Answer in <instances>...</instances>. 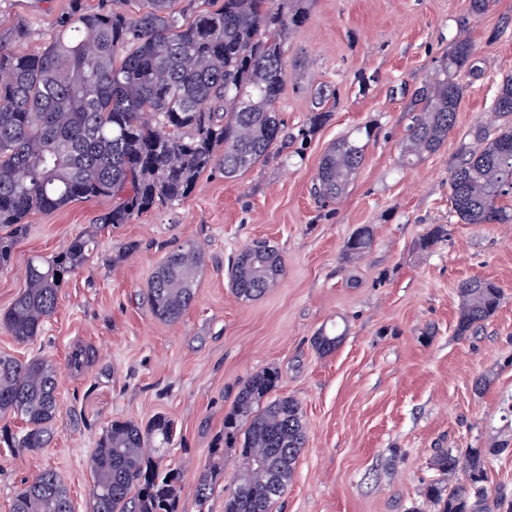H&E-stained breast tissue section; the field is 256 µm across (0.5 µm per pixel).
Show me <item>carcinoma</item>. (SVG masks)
<instances>
[{
	"label": "carcinoma",
	"instance_id": "obj_1",
	"mask_svg": "<svg viewBox=\"0 0 512 512\" xmlns=\"http://www.w3.org/2000/svg\"><path fill=\"white\" fill-rule=\"evenodd\" d=\"M102 0L87 11L71 0L43 51L20 53L30 29L18 23L0 31V224L22 221L33 210L55 211L76 200L112 198L101 224H128L154 208L185 199L211 169L235 178L273 155L284 121L278 100L287 76L290 31L306 22L307 0H222L216 10L197 0ZM474 48L454 42L430 81L413 90L412 122L402 162L412 166L440 149L456 122L465 91L461 76H474ZM495 123L474 132L477 146H463L449 168V201L463 224L512 223V75L502 79L490 107ZM366 144L346 134L324 155L312 192L322 202L339 198L362 165ZM372 229H357L345 246L350 258L370 248ZM91 241L76 237L49 259L31 260L26 288L0 314L19 342L38 335L56 311L67 277L86 260ZM202 254L179 246L154 272L147 302L163 322L182 317L195 299V271ZM284 270L272 244L246 246L231 266L236 295L257 299ZM457 335L475 333L497 311L495 283L471 279L458 288ZM279 383L275 369L251 376L224 416V431L210 451L196 495L209 499L224 481V449H239L240 466L224 512H271L291 482L306 426L299 403L268 400ZM57 373L44 358L21 361L0 355V415L25 424L0 441L17 452L47 445L59 411ZM177 433L175 421L157 415L143 424L114 421L91 456V512H178L182 472L162 464ZM500 443L462 459L440 452L434 465L464 472L448 491L438 482L423 489L437 512H512V497L490 496L488 473ZM12 512H73L61 476L44 469L19 489Z\"/></svg>",
	"mask_w": 512,
	"mask_h": 512
}]
</instances>
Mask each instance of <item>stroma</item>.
<instances>
[{
	"label": "stroma",
	"mask_w": 512,
	"mask_h": 512,
	"mask_svg": "<svg viewBox=\"0 0 512 512\" xmlns=\"http://www.w3.org/2000/svg\"><path fill=\"white\" fill-rule=\"evenodd\" d=\"M69 9L70 0H0V28L26 23L31 36L20 49L33 53ZM308 10L288 36L279 109L289 140L278 154L236 178L205 171L187 198L127 224L98 223L108 198L26 217L0 266V313L24 291L31 258H50L79 235L94 247L38 336L20 343L0 328V354L54 363L60 401L47 448L18 453L0 443V512L46 468L64 477L74 512H91L99 438L113 421L157 415L177 424L165 461L182 471L179 512H224L236 449H225L226 480L207 503L194 487L239 389L268 368L281 376L273 397L299 403L307 435L274 512H434L422 488L465 480L435 468L437 451L464 456L501 442L508 449L487 487L512 493V223H461L448 201L450 162L489 122L512 75V0H490L479 16L469 0H309ZM459 39L472 43L481 73L469 78L440 149L405 167L409 91ZM321 87L334 92L330 116L299 140ZM364 126L372 137L362 166L341 197L318 202L310 187L324 153ZM365 225L369 250L347 258V240ZM439 226L442 237L422 247ZM256 239L280 250L285 270L244 301L228 268ZM180 245L197 248L204 263L193 304L165 323L146 291ZM470 279L494 282L502 299L478 333L461 337L457 288ZM331 326L342 338L320 353L313 338ZM79 347L94 351L81 373L68 364ZM482 376L489 383L479 391Z\"/></svg>",
	"instance_id": "obj_1"
}]
</instances>
